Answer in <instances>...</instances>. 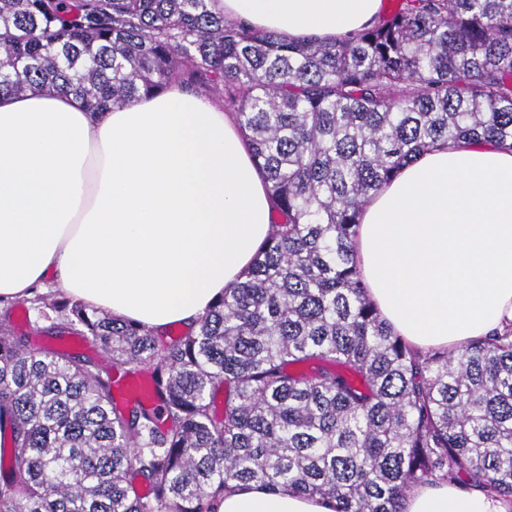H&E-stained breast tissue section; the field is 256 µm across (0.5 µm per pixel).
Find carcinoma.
Masks as SVG:
<instances>
[{
    "instance_id": "cac0c4a2",
    "label": "carcinoma",
    "mask_w": 512,
    "mask_h": 512,
    "mask_svg": "<svg viewBox=\"0 0 512 512\" xmlns=\"http://www.w3.org/2000/svg\"><path fill=\"white\" fill-rule=\"evenodd\" d=\"M174 81L234 111L272 233L178 337L35 295L100 361L31 346L0 315V512H217L253 481L332 512H404L441 483L512 512V326L414 349L354 251L371 194L424 151L512 149V0H399L335 42L251 28L222 0H0V95L52 88L105 112ZM146 371L159 405L121 410L118 380Z\"/></svg>"
}]
</instances>
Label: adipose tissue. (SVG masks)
Returning a JSON list of instances; mask_svg holds the SVG:
<instances>
[{"label":"adipose tissue","instance_id":"obj_1","mask_svg":"<svg viewBox=\"0 0 512 512\" xmlns=\"http://www.w3.org/2000/svg\"><path fill=\"white\" fill-rule=\"evenodd\" d=\"M225 17L294 40L347 38L382 0H223ZM265 181L233 117L173 84L97 114L73 95L0 96V303L46 278L95 310L161 333L240 282L271 232ZM367 296L412 346L458 349L512 323V149L439 144L360 213ZM218 512H329L249 483ZM405 512H506L448 484Z\"/></svg>","mask_w":512,"mask_h":512}]
</instances>
